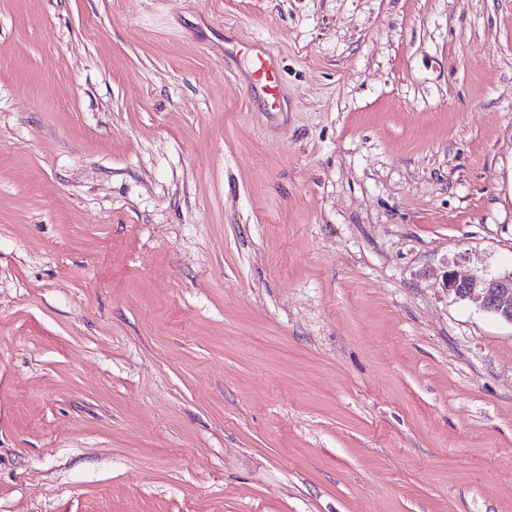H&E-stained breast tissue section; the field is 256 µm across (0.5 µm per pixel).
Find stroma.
Here are the masks:
<instances>
[{
  "instance_id": "35a3bbf8",
  "label": "stroma",
  "mask_w": 512,
  "mask_h": 512,
  "mask_svg": "<svg viewBox=\"0 0 512 512\" xmlns=\"http://www.w3.org/2000/svg\"><path fill=\"white\" fill-rule=\"evenodd\" d=\"M451 269L512 270V0H0V512H512ZM252 76L267 96L272 110L279 108L281 73L277 58L271 54L255 53L252 55Z\"/></svg>"
}]
</instances>
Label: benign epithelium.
I'll return each mask as SVG.
<instances>
[{
	"label": "benign epithelium",
	"mask_w": 512,
	"mask_h": 512,
	"mask_svg": "<svg viewBox=\"0 0 512 512\" xmlns=\"http://www.w3.org/2000/svg\"><path fill=\"white\" fill-rule=\"evenodd\" d=\"M445 284L457 299L472 302L481 310L512 323V271L483 270L468 275L448 271Z\"/></svg>",
	"instance_id": "obj_1"
}]
</instances>
